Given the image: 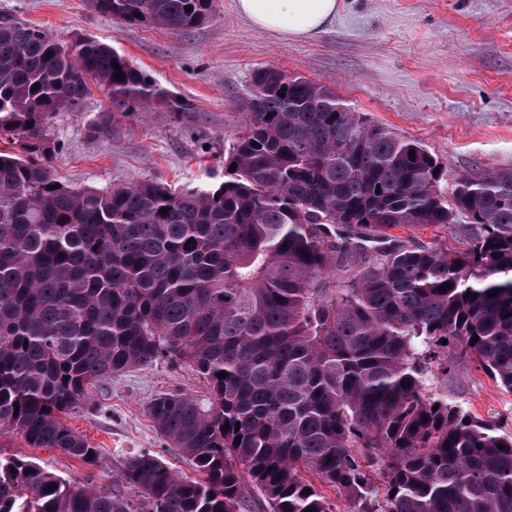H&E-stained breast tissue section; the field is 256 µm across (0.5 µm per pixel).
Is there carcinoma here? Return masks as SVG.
Wrapping results in <instances>:
<instances>
[{
	"instance_id": "carcinoma-1",
	"label": "carcinoma",
	"mask_w": 512,
	"mask_h": 512,
	"mask_svg": "<svg viewBox=\"0 0 512 512\" xmlns=\"http://www.w3.org/2000/svg\"><path fill=\"white\" fill-rule=\"evenodd\" d=\"M88 3L173 31L212 10ZM90 78L114 104L184 110L108 45L0 17V430L93 463L101 450L63 417L88 387L166 356L212 400L162 393L147 412L204 480L142 452L119 495L0 457V512H244L249 481L270 512H337L323 487L348 512H512V437L431 387L433 364L460 355L512 392V170L459 177L447 196L419 142L268 67L224 183L74 189L49 169L47 128ZM460 219L483 229L464 251L397 245L327 282L371 236Z\"/></svg>"
}]
</instances>
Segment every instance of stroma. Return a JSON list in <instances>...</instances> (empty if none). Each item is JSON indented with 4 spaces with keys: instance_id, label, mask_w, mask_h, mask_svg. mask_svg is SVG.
<instances>
[{
    "instance_id": "35a3bbf8",
    "label": "stroma",
    "mask_w": 512,
    "mask_h": 512,
    "mask_svg": "<svg viewBox=\"0 0 512 512\" xmlns=\"http://www.w3.org/2000/svg\"><path fill=\"white\" fill-rule=\"evenodd\" d=\"M195 29L178 32L129 24L98 14L86 0H0V15L39 26L60 43L89 37L124 55L157 86L184 100L173 112L113 105L90 85L76 111L54 116L47 135L58 151L56 177L74 188H105L142 181L180 188L224 180V159L248 124L251 76L274 67L331 87L354 111L421 143L446 170L447 181L477 179L512 169V0H340L322 33L281 39L252 27L236 0H212ZM105 121L103 133H92ZM479 227L411 226L398 243L466 250ZM435 386L450 403L512 436V393L476 362L455 360ZM183 392L208 401L206 379L167 359L133 368L91 388L67 423L100 448L99 459L79 462L48 448L30 447L13 432L0 434V456L30 460L62 479L124 489L127 458L161 453L177 473H199L165 447L147 405L156 395Z\"/></svg>"
}]
</instances>
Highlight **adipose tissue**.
Listing matches in <instances>:
<instances>
[{
    "instance_id": "ef3b65f1",
    "label": "adipose tissue",
    "mask_w": 512,
    "mask_h": 512,
    "mask_svg": "<svg viewBox=\"0 0 512 512\" xmlns=\"http://www.w3.org/2000/svg\"><path fill=\"white\" fill-rule=\"evenodd\" d=\"M238 14L252 26L278 37L305 38L324 31L339 0H236Z\"/></svg>"
}]
</instances>
